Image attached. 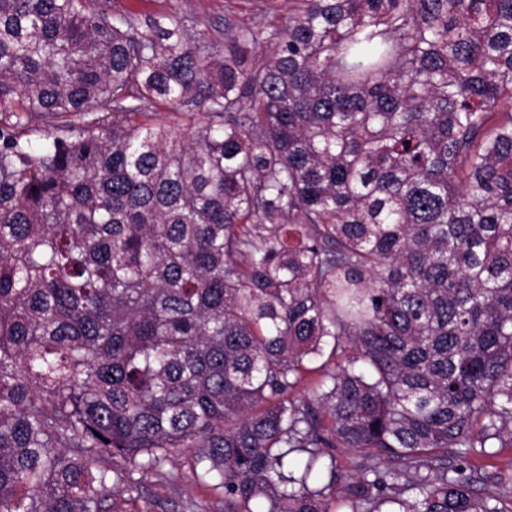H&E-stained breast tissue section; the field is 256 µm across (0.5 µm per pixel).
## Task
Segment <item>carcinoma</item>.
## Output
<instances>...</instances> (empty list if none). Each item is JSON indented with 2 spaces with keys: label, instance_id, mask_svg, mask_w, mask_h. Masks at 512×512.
I'll return each instance as SVG.
<instances>
[{
  "label": "carcinoma",
  "instance_id": "cac0c4a2",
  "mask_svg": "<svg viewBox=\"0 0 512 512\" xmlns=\"http://www.w3.org/2000/svg\"><path fill=\"white\" fill-rule=\"evenodd\" d=\"M289 2L0 0V512L187 448L224 512H512L450 461L512 443V0ZM112 11L130 12L140 28L154 18L177 15L195 44L224 46L244 26L279 25L288 0H99ZM144 112H149L148 118L154 122H164L165 124L176 126L182 125L188 120L182 112H201L192 105L183 106L177 109H170L165 105L148 106Z\"/></svg>",
  "mask_w": 512,
  "mask_h": 512
}]
</instances>
